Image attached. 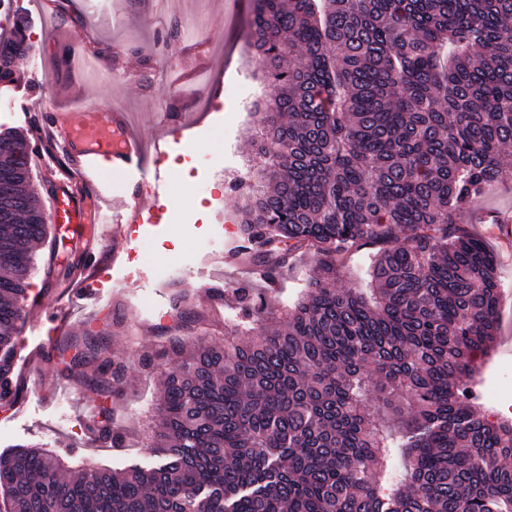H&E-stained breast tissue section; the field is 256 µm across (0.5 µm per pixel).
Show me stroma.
Returning a JSON list of instances; mask_svg holds the SVG:
<instances>
[{"label":"stroma","mask_w":512,"mask_h":512,"mask_svg":"<svg viewBox=\"0 0 512 512\" xmlns=\"http://www.w3.org/2000/svg\"><path fill=\"white\" fill-rule=\"evenodd\" d=\"M15 11L27 19V31L35 45L32 56L16 59L19 76L14 89L0 88V125L30 135L34 116L62 103L61 88L68 73L59 59L62 46L46 37L55 22L73 33L91 34L107 76L87 88L90 97L118 104L138 113L146 138H153L164 108L204 114L203 122L190 131L187 150H173L174 167L166 168V195L175 202L168 208L165 233L141 240L138 256L128 275H111L95 314L75 316L69 334L105 336L112 353L126 365L123 389L127 398L117 418L126 434L121 448L97 446L88 440L89 425L96 418L97 395L76 383V371L39 364L36 380L26 383L19 404L0 401V454L23 444L50 450L66 465L90 464L120 470L133 464L152 466L159 458L147 448L142 428L153 416L159 383L169 364L161 356L173 334L195 336L202 329L195 320L174 328V305L179 293L193 296L195 308L211 324L214 338L224 327L241 318L237 289L249 286L264 294L266 308L283 314L312 276L314 265L306 258L292 261L278 279L275 291L265 292L264 279L248 276L238 264H217L216 254L227 252L234 242L233 227L238 204L224 185L232 174L246 170L249 139L257 121L244 101L255 92L252 64L242 31L247 16L234 19L224 14V0H164L155 17L131 0H64L61 10H47L44 0H16ZM201 15L199 41L207 45V71L214 85L226 88L222 108L204 111L200 103L185 104L178 98L181 60L189 57L191 44L171 40L159 50L157 33L169 32L174 22ZM469 232L481 239L497 262L501 284L499 337L482 369L491 380L503 358H512V177L494 185L487 195L462 216ZM84 246L70 235L50 231L37 246V266L30 279V295L52 301L65 295L69 279L46 276L47 266L57 268L82 259ZM173 251L185 261L171 282L158 278L156 266ZM223 288L222 308H213L207 285ZM151 365H143L144 354Z\"/></svg>","instance_id":"1"}]
</instances>
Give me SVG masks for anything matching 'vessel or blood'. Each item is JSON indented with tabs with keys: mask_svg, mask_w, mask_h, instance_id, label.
<instances>
[{
	"mask_svg": "<svg viewBox=\"0 0 512 512\" xmlns=\"http://www.w3.org/2000/svg\"><path fill=\"white\" fill-rule=\"evenodd\" d=\"M55 37L70 45L77 63L75 79L65 90L68 106L47 113L30 139L32 154L44 152L49 160L66 165L48 220L73 236L92 240L97 252L112 250V266L118 269L134 244L160 231L164 178L151 166L148 142L131 113L86 96V84L101 74L89 36L61 27ZM192 123L185 114L163 113L157 135L183 145V133ZM100 288L99 262L92 256L78 270L67 300L40 304V316L54 331H65L67 311H94Z\"/></svg>",
	"mask_w": 512,
	"mask_h": 512,
	"instance_id": "vessel-or-blood-1",
	"label": "vessel or blood"
}]
</instances>
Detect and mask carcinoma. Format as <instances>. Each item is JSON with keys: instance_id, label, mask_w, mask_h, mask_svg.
I'll return each instance as SVG.
<instances>
[{"instance_id": "cac0c4a2", "label": "carcinoma", "mask_w": 512, "mask_h": 512, "mask_svg": "<svg viewBox=\"0 0 512 512\" xmlns=\"http://www.w3.org/2000/svg\"><path fill=\"white\" fill-rule=\"evenodd\" d=\"M22 17L0 57L32 51ZM246 42L266 83L242 198L241 263L314 273L279 319L248 287L224 343L173 338L152 441L162 460L61 478L23 446L0 455V512H512V420L477 410L500 285L460 216L512 174V0H253ZM28 142L0 133V386L14 359L34 245L48 234ZM375 245L371 297L338 288ZM112 428L125 365L67 343Z\"/></svg>"}]
</instances>
